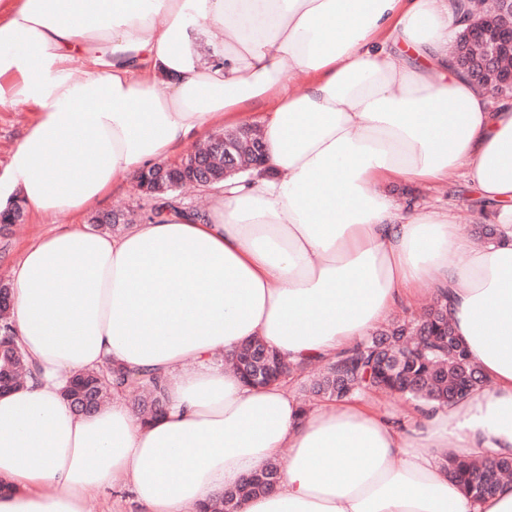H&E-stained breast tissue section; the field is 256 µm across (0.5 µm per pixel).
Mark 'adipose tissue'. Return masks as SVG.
I'll list each match as a JSON object with an SVG mask.
<instances>
[{"label":"adipose tissue","mask_w":512,"mask_h":512,"mask_svg":"<svg viewBox=\"0 0 512 512\" xmlns=\"http://www.w3.org/2000/svg\"><path fill=\"white\" fill-rule=\"evenodd\" d=\"M461 0H8L0 107L36 117L0 174L54 231L11 270L13 326L33 365L0 395V512H84L107 487L143 512H197L287 457L241 512H512V481L475 498L447 454L512 458V97L493 98L448 45ZM222 38L200 64V27ZM296 71L301 88L282 77ZM263 107L265 162L214 186L206 211L110 235L69 216ZM462 173L504 234L475 244L448 213L396 205V179ZM445 296L487 379L447 406H303L291 379L254 387L226 358L258 339L291 364L329 362ZM111 364L160 375L167 409L122 397L78 414L61 392Z\"/></svg>","instance_id":"obj_1"}]
</instances>
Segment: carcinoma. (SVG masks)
<instances>
[{
	"label": "carcinoma",
	"mask_w": 512,
	"mask_h": 512,
	"mask_svg": "<svg viewBox=\"0 0 512 512\" xmlns=\"http://www.w3.org/2000/svg\"><path fill=\"white\" fill-rule=\"evenodd\" d=\"M24 220L20 207L0 214V235L10 233L11 227ZM11 288L0 281V338L10 348L0 355V387L20 385L19 374L27 369L26 358L18 345L10 322ZM448 319L444 314L443 299L437 297L424 315L415 322H395L377 330L363 344L336 362L325 364L322 372L308 386L312 396L349 398L362 391L385 389L421 402L448 403L455 396L461 400L482 386L485 378L477 374L468 384L461 377L463 367L472 364L467 351L457 343L447 347L445 335ZM378 343L387 344L391 355L399 358L398 369L383 375L369 373L372 350ZM280 358L259 340L248 342L241 350L237 371L248 384L251 375L267 371L262 384L279 378L273 368ZM130 391L135 408L152 416L163 411L166 403L165 385L158 376H127L114 367L108 374L81 371L74 375L73 384L66 393L70 405L84 413H91L104 404L111 390ZM448 477L468 493L481 497L492 493L499 480L512 475V458L478 457L458 459L448 455ZM281 464L271 462L258 473L243 479L238 485L224 491V497L206 507L208 512H236L240 503L258 494L274 491Z\"/></svg>",
	"instance_id": "cac0c4a2"
}]
</instances>
